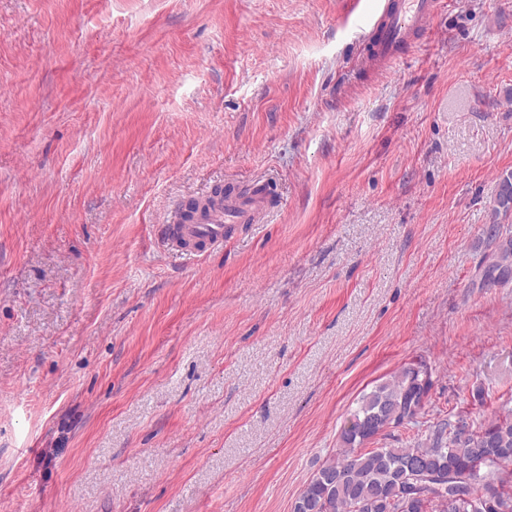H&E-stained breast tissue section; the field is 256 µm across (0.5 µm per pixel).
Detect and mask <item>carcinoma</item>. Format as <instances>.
I'll use <instances>...</instances> for the list:
<instances>
[{"label":"carcinoma","instance_id":"obj_1","mask_svg":"<svg viewBox=\"0 0 512 512\" xmlns=\"http://www.w3.org/2000/svg\"><path fill=\"white\" fill-rule=\"evenodd\" d=\"M512 173L500 181L486 225L491 253L479 286L512 283ZM425 363L402 368L362 394L341 425L340 446L314 474L294 512H512V412L478 426L462 414L428 426L408 448H370L389 429L418 424L432 388ZM460 486L448 497V481Z\"/></svg>","mask_w":512,"mask_h":512}]
</instances>
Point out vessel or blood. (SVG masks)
Wrapping results in <instances>:
<instances>
[{"label": "vessel or blood", "instance_id": "1", "mask_svg": "<svg viewBox=\"0 0 512 512\" xmlns=\"http://www.w3.org/2000/svg\"><path fill=\"white\" fill-rule=\"evenodd\" d=\"M441 0H384L370 27L372 40L365 49L371 65L390 62L398 48L425 39L440 8ZM266 215V197L261 193L228 191L215 201L207 217L183 224L165 225L170 244L189 251L223 244L235 225L257 224Z\"/></svg>", "mask_w": 512, "mask_h": 512}]
</instances>
